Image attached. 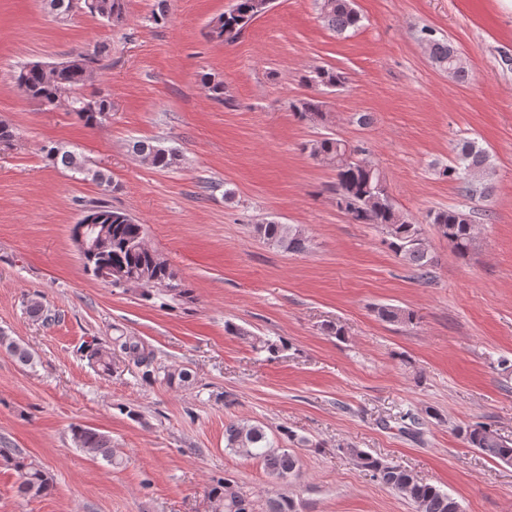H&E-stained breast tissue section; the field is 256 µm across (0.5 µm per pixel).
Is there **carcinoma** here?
I'll use <instances>...</instances> for the list:
<instances>
[{
  "label": "carcinoma",
  "mask_w": 512,
  "mask_h": 512,
  "mask_svg": "<svg viewBox=\"0 0 512 512\" xmlns=\"http://www.w3.org/2000/svg\"><path fill=\"white\" fill-rule=\"evenodd\" d=\"M79 2L85 13L109 24H119L126 18V0H96L94 5L89 0ZM272 3L273 0H234L231 9L209 22L207 37L224 46L236 44L246 28L265 14ZM317 4L320 18L336 33L354 31L360 26L361 16L353 7V0H317ZM425 40L429 55L439 69L458 82L467 80L468 69L463 58L459 54L454 58L450 56L453 46L448 41L433 37L428 29L425 30ZM103 53V48L99 46L75 50L68 61L50 70L42 68L39 63H27L15 72V83L23 96L49 110L64 105L77 115L84 126L94 129L112 112V100L104 94L99 95L95 108L87 109L80 100L79 90L95 73ZM303 80L318 89V94L292 102V111L302 120L322 122L327 104L321 94L344 86L346 76L333 68L316 66ZM203 85L213 99L223 103L224 107H234V99L224 91V83L205 76ZM132 150L156 168L170 169L179 165L178 152L150 141H136ZM303 150L336 170V182L331 187L336 208L354 224H371L381 229L384 243L390 251L411 265L419 280L429 281L435 260L422 236L420 222L399 211L379 169L364 159L348 160L347 153L351 147L338 137L324 136L312 140L303 146ZM43 152L52 165H60L70 170L72 175L90 177L111 186V180L101 171L93 169L89 160L82 156L56 145L43 147ZM454 152V158L448 166L439 170V175L461 183L467 192L477 184L483 186V191H489L486 177L491 164L486 150L474 141L462 140L457 143ZM84 214L107 227L99 253L82 261L86 273L94 276L98 266L107 265L112 268V287H140L144 297H158L164 300L166 306L179 305L192 298V289L170 263L158 251L140 244L145 237L144 225L137 223L126 212L112 208L102 199L88 204ZM425 223L435 226L441 236L448 240L452 252L460 258L467 257L477 246L470 213L458 207L430 210L425 216ZM256 232L266 244L286 253H301L309 247L305 230L296 224L269 221L257 225ZM377 315L390 324H411L416 319L414 312L394 305L378 307ZM226 328L232 335L252 339L255 349L271 356L287 349V343L281 339H261L231 323L226 324ZM2 346L20 364L33 365V355L28 348L0 333ZM82 351L88 364L104 374H112L117 357L122 355L141 368L142 378L147 381L160 378L171 387L192 385V374L188 370H161L154 365L153 352L131 336H115L108 344L93 340L84 345ZM457 432L470 447L480 450L492 460L512 464V440L501 436L491 425L480 421L469 422L458 427ZM71 435L75 447L87 454L99 456L113 466L121 464L112 450V438L105 433L76 425L71 428ZM224 441L226 448L248 458L260 459L268 474L286 481L296 474L299 460L285 444L303 443L305 439L283 428L277 441L269 437L265 427L260 424L232 420L224 426ZM346 452L362 468L371 472L372 478L379 484L405 496L415 507V512H455L456 498L419 480L410 471L386 463L359 448H348ZM0 459L13 466L18 473L21 493L39 497L51 489L49 475L16 450L0 448ZM209 498L212 512H253L247 496L229 477L215 481Z\"/></svg>",
  "instance_id": "obj_1"
}]
</instances>
